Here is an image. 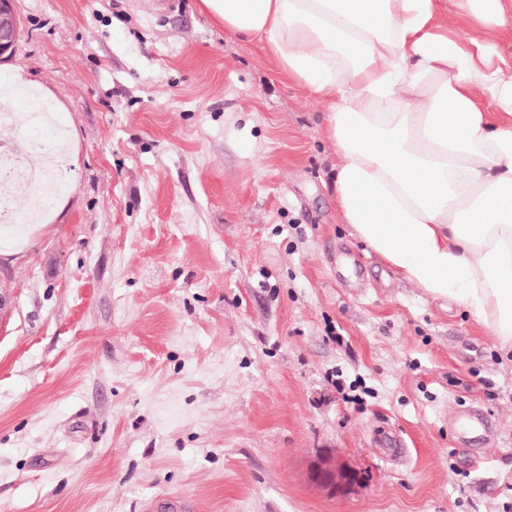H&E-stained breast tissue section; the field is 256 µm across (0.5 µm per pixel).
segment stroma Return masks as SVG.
I'll use <instances>...</instances> for the list:
<instances>
[{"label":"stroma","mask_w":512,"mask_h":512,"mask_svg":"<svg viewBox=\"0 0 512 512\" xmlns=\"http://www.w3.org/2000/svg\"><path fill=\"white\" fill-rule=\"evenodd\" d=\"M178 2H14L0 74L73 139L0 225V512H504L512 353L352 236L324 106ZM316 479L320 482L328 485H332L336 488V484L338 487L342 488L343 485L347 488L350 484L356 481V477L353 473L348 470H340L336 473V463L333 462L325 467H320L316 471Z\"/></svg>","instance_id":"stroma-1"}]
</instances>
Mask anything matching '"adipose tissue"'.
Instances as JSON below:
<instances>
[{
	"label": "adipose tissue",
	"mask_w": 512,
	"mask_h": 512,
	"mask_svg": "<svg viewBox=\"0 0 512 512\" xmlns=\"http://www.w3.org/2000/svg\"><path fill=\"white\" fill-rule=\"evenodd\" d=\"M325 105L353 236L512 351V0H200Z\"/></svg>",
	"instance_id": "1"
}]
</instances>
